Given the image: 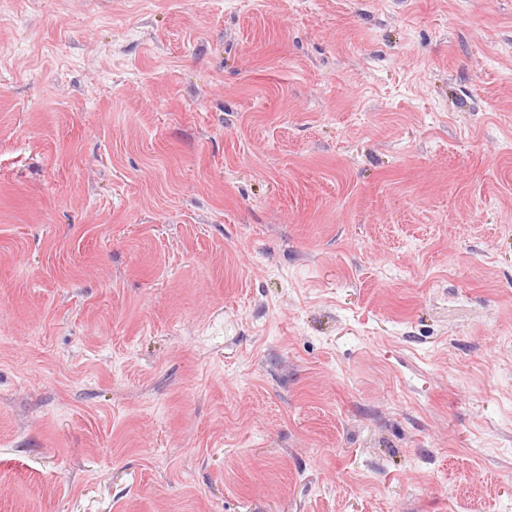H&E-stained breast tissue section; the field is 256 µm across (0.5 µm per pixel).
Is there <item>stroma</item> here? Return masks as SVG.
<instances>
[{
    "instance_id": "35a3bbf8",
    "label": "stroma",
    "mask_w": 512,
    "mask_h": 512,
    "mask_svg": "<svg viewBox=\"0 0 512 512\" xmlns=\"http://www.w3.org/2000/svg\"><path fill=\"white\" fill-rule=\"evenodd\" d=\"M0 512H512V0H0Z\"/></svg>"
}]
</instances>
